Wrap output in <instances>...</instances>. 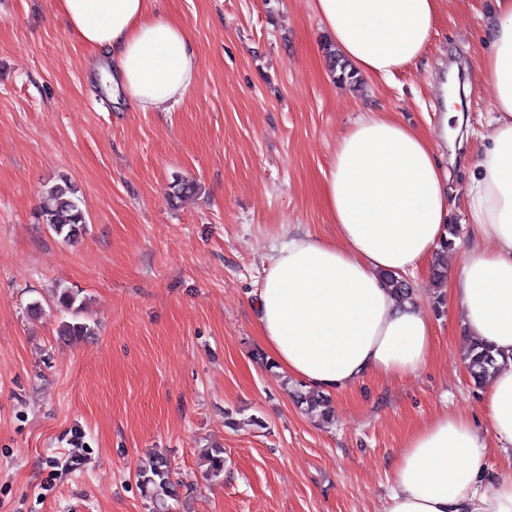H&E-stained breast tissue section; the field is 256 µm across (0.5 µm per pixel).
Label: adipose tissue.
<instances>
[{"instance_id": "adipose-tissue-1", "label": "adipose tissue", "mask_w": 512, "mask_h": 512, "mask_svg": "<svg viewBox=\"0 0 512 512\" xmlns=\"http://www.w3.org/2000/svg\"><path fill=\"white\" fill-rule=\"evenodd\" d=\"M151 0H57L72 37L94 59L93 78L144 112H166L193 92L198 55L184 27ZM338 55L389 79L425 55L442 0H308ZM482 74L491 131L469 187L473 233L450 296L468 336L501 367L482 403L492 434L512 447V0H495ZM334 239L295 235L269 257L257 290L259 336L282 373L322 395L365 378L414 377L434 354L435 328L386 275L414 273L448 234V175L430 140L387 112L360 117L338 139L320 187ZM486 440L444 413L405 438L383 512H512V479H491Z\"/></svg>"}]
</instances>
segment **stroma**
Returning a JSON list of instances; mask_svg holds the SVG:
<instances>
[{
	"label": "stroma",
	"instance_id": "35a3bbf8",
	"mask_svg": "<svg viewBox=\"0 0 512 512\" xmlns=\"http://www.w3.org/2000/svg\"><path fill=\"white\" fill-rule=\"evenodd\" d=\"M493 0H445L418 66L387 81L338 82L307 0H154L199 56L195 89L167 112L115 101L56 0H0V512H153L138 469L165 454L171 512H383L412 429L470 418L486 463L512 478L467 373L460 317L434 262L409 282L436 330L430 364L333 395L323 423L293 399L258 332L267 258L294 234L333 238L319 187L338 138L384 111L429 135L470 246L467 192L493 117L482 78ZM456 71L463 138L447 137L436 87ZM196 182L174 198L175 178ZM69 183L76 240L37 219L45 188ZM86 297L95 334L68 344L52 293ZM219 444L223 477L199 454Z\"/></svg>",
	"mask_w": 512,
	"mask_h": 512
}]
</instances>
